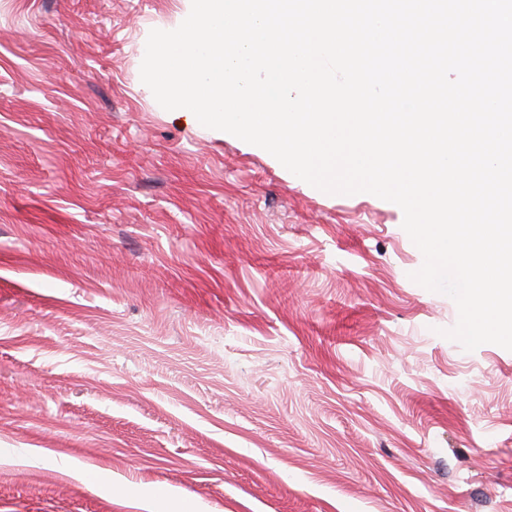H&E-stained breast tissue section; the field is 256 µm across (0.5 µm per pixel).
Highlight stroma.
Here are the masks:
<instances>
[{
    "label": "stroma",
    "mask_w": 512,
    "mask_h": 512,
    "mask_svg": "<svg viewBox=\"0 0 512 512\" xmlns=\"http://www.w3.org/2000/svg\"><path fill=\"white\" fill-rule=\"evenodd\" d=\"M182 10L0 0V512H512V351L398 205L157 103Z\"/></svg>",
    "instance_id": "obj_1"
}]
</instances>
